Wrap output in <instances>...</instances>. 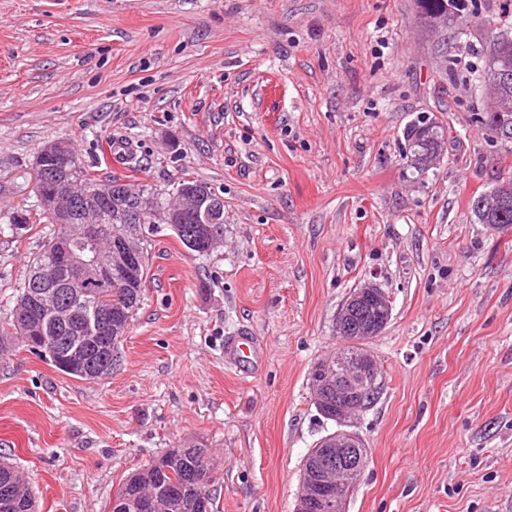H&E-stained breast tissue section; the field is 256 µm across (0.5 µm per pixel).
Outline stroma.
I'll use <instances>...</instances> for the list:
<instances>
[{"label":"stroma","mask_w":512,"mask_h":512,"mask_svg":"<svg viewBox=\"0 0 512 512\" xmlns=\"http://www.w3.org/2000/svg\"><path fill=\"white\" fill-rule=\"evenodd\" d=\"M454 74L414 0H0V321L53 232L34 160L64 138L105 176L139 164L224 199V238L148 237L144 300L110 377L68 376L16 345L0 358V458L39 512H108L165 449L211 448L221 512H294L307 453L337 423L308 372L340 346L366 282L392 302L366 346L385 376L345 425L369 450L348 512H512V233L473 198L512 176V143L476 123L490 54L463 36ZM443 123L423 176L415 121ZM249 334L247 363L226 353ZM447 136V128L435 120H419L406 130L402 160L405 169L422 176L430 169Z\"/></svg>","instance_id":"35a3bbf8"}]
</instances>
